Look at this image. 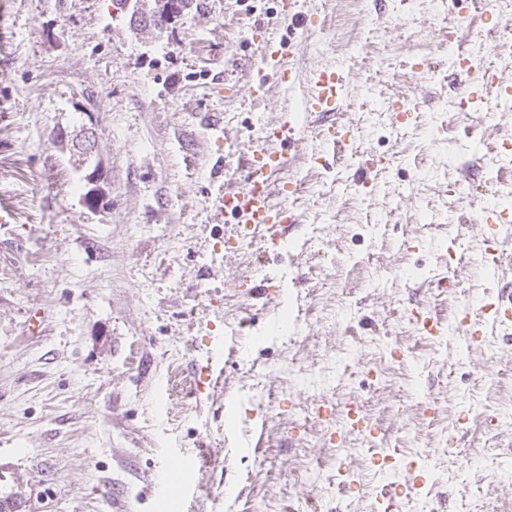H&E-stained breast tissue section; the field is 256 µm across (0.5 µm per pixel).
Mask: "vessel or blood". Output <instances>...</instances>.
<instances>
[{
  "instance_id": "vessel-or-blood-1",
  "label": "vessel or blood",
  "mask_w": 512,
  "mask_h": 512,
  "mask_svg": "<svg viewBox=\"0 0 512 512\" xmlns=\"http://www.w3.org/2000/svg\"><path fill=\"white\" fill-rule=\"evenodd\" d=\"M341 79L336 73L317 72L312 92L307 96L306 109L310 112H331L335 109L337 90ZM305 145L301 134L288 123L265 127L253 143L247 159L250 176L244 186L225 189L223 209L241 224H266L272 239H279L296 215L285 209H274L272 189L265 177L268 164L279 165L285 152L300 154Z\"/></svg>"
}]
</instances>
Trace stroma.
I'll return each mask as SVG.
<instances>
[{"label":"stroma","instance_id":"stroma-1","mask_svg":"<svg viewBox=\"0 0 512 512\" xmlns=\"http://www.w3.org/2000/svg\"><path fill=\"white\" fill-rule=\"evenodd\" d=\"M297 9L321 24L279 21V0H193L162 28L113 0H0V204L13 214L0 227V500L14 512H323L337 494L342 512H512L499 417L512 322L485 315L496 331L479 346L456 328L465 297L512 290V209L482 218L512 183L483 164L512 115L485 118L481 82H461L447 51L465 46L475 73L512 86L499 49L512 10ZM318 69L342 87L335 111L313 115ZM284 116L306 149L268 172L274 204L298 216L280 263L266 230L238 248L243 227L219 199ZM89 129L109 198L97 209L84 201ZM397 339L415 361L371 390L364 367ZM351 404L374 445L349 430ZM316 408L322 419L290 423ZM181 461L193 485L164 495ZM407 468L421 484L389 502Z\"/></svg>","mask_w":512,"mask_h":512}]
</instances>
